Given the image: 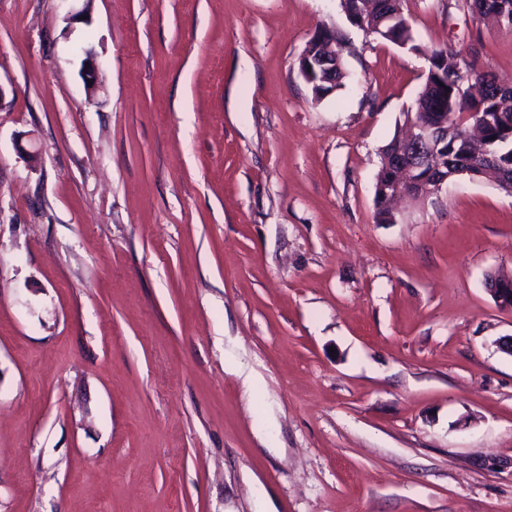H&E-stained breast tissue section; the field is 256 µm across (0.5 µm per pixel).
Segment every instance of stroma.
Returning <instances> with one entry per match:
<instances>
[{"label": "stroma", "instance_id": "35a3bbf8", "mask_svg": "<svg viewBox=\"0 0 512 512\" xmlns=\"http://www.w3.org/2000/svg\"><path fill=\"white\" fill-rule=\"evenodd\" d=\"M404 13L420 52L340 0H0V512H512V194L375 217L426 50L512 81V30ZM313 42L317 43L315 48H313L315 44ZM337 45L338 38L336 37V33L331 30L321 38L309 41L299 58V72L307 84L316 85L318 83L320 79L319 69L327 62L333 60L336 65V60L339 59V53L336 49ZM319 50L329 54L323 55L322 51L317 54ZM486 288L499 307L512 309V278L501 279L490 275Z\"/></svg>", "mask_w": 512, "mask_h": 512}]
</instances>
